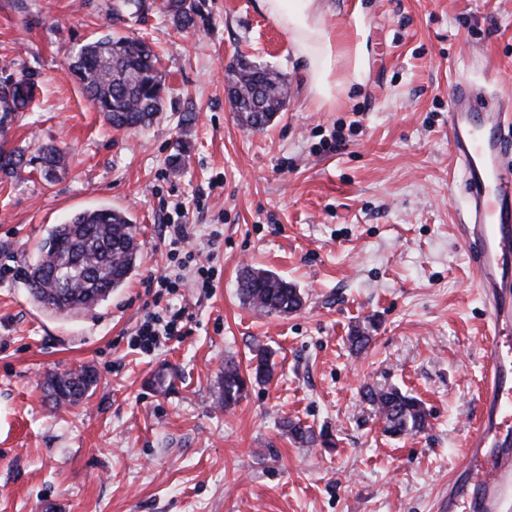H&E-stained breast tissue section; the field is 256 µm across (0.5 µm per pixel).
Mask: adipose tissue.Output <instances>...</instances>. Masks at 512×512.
<instances>
[{"label": "adipose tissue", "mask_w": 512, "mask_h": 512, "mask_svg": "<svg viewBox=\"0 0 512 512\" xmlns=\"http://www.w3.org/2000/svg\"><path fill=\"white\" fill-rule=\"evenodd\" d=\"M259 4L287 34L295 55L305 60L318 107L336 105L353 83L361 81L366 55L363 32L327 31L326 0H259Z\"/></svg>", "instance_id": "adipose-tissue-1"}]
</instances>
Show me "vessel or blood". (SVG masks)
<instances>
[{"label":"vessel or blood","mask_w":512,"mask_h":512,"mask_svg":"<svg viewBox=\"0 0 512 512\" xmlns=\"http://www.w3.org/2000/svg\"><path fill=\"white\" fill-rule=\"evenodd\" d=\"M512 100L480 102L471 83L449 95L448 126L464 171L468 210L461 239L472 255L476 286L490 315L482 419L448 487L446 512H506L512 504V166L500 136Z\"/></svg>","instance_id":"b4317fda"}]
</instances>
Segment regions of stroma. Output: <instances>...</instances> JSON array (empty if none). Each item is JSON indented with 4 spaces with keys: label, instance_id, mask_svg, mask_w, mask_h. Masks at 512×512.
I'll use <instances>...</instances> for the list:
<instances>
[{
    "label": "stroma",
    "instance_id": "1",
    "mask_svg": "<svg viewBox=\"0 0 512 512\" xmlns=\"http://www.w3.org/2000/svg\"><path fill=\"white\" fill-rule=\"evenodd\" d=\"M113 0H0V79L32 74V107L0 142L67 155L53 181L0 182V512H436L480 414L489 321L459 226L465 195L448 134V95L467 80L512 95V0H327L328 28L362 26L361 83L316 107L305 64L258 0H190L179 31L148 0L143 21ZM160 50L167 94L150 127L115 131L69 69L107 33ZM288 81L263 131L224 90L237 54ZM339 146H331L332 136ZM100 207L136 224L140 261L96 308L38 305L28 265L53 225ZM184 212L188 245L218 276L178 298L191 333L144 354L131 337L143 283L168 267L162 226ZM267 269L305 296L279 316L244 305L237 276ZM372 324L368 349L347 336ZM272 379L218 401L226 362ZM93 368L78 404L55 408V373ZM419 398L426 431L392 438L366 388ZM293 420L329 445L285 435Z\"/></svg>",
    "mask_w": 512,
    "mask_h": 512
}]
</instances>
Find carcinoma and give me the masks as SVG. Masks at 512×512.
Wrapping results in <instances>:
<instances>
[{
    "label": "carcinoma",
    "instance_id": "1",
    "mask_svg": "<svg viewBox=\"0 0 512 512\" xmlns=\"http://www.w3.org/2000/svg\"><path fill=\"white\" fill-rule=\"evenodd\" d=\"M148 9L147 0H114L112 16L138 20ZM164 13L173 26L186 30L195 23L193 6L187 0H165ZM83 91L110 127L117 131L152 124L163 112L167 92L166 74L154 47L139 39L106 34L83 45L69 64ZM227 92L233 109L243 123L262 131L285 107V79L277 72L251 63L240 55L226 68ZM36 83L29 75L9 77L0 82V122L26 111L34 102ZM39 163L40 174L48 180L65 165L64 152L53 145L42 146L38 156L28 158L19 149L0 148V174L7 179L21 176ZM137 227L121 211L100 208L75 214L67 223L56 225L40 248L38 260L27 272L31 295L41 293L42 305L68 314L90 311L122 287L137 267ZM238 292L249 306L267 314L288 315L304 304L302 294L286 279L266 270H242ZM371 341L369 326L353 329L349 342L353 351H364ZM250 372L257 383L273 375L271 353L260 350ZM96 383L89 367L53 374L46 382L48 396L58 407L79 402ZM246 392V378L237 364L224 366L220 399L224 407L237 404ZM366 399L381 414L384 432L402 437L426 430L428 414L421 400L398 388H367ZM284 428L294 440L312 444L328 435L315 434L300 422H286Z\"/></svg>",
    "mask_w": 512,
    "mask_h": 512
}]
</instances>
